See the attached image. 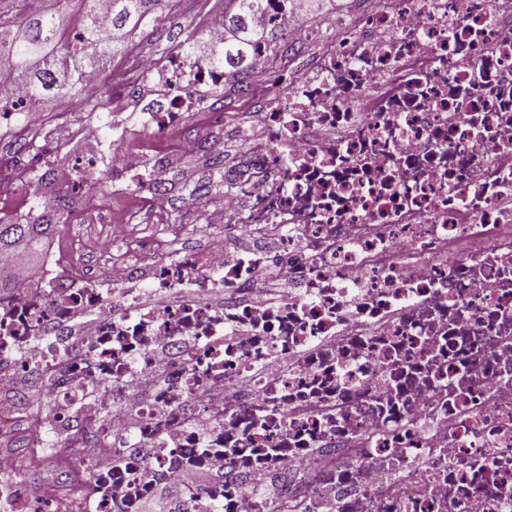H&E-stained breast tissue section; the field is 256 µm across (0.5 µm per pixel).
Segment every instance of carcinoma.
Segmentation results:
<instances>
[{"mask_svg":"<svg viewBox=\"0 0 512 512\" xmlns=\"http://www.w3.org/2000/svg\"><path fill=\"white\" fill-rule=\"evenodd\" d=\"M81 2L83 11L76 26L81 39L77 42L71 40V32L52 13H0V70L11 71L26 86L34 103L49 94L86 93L80 81L85 67L122 51V42L114 40L112 34H125L151 23L165 0H110V29L105 34L101 33L96 0ZM229 2L233 3V10L224 12V29L231 37L224 39V46L209 61L216 67L230 68V74L236 76L243 72L244 62L257 59L259 47L269 43V39L256 33L252 26L264 0ZM50 228L49 224L1 223L0 252L33 253L39 250Z\"/></svg>","mask_w":512,"mask_h":512,"instance_id":"cac0c4a2","label":"carcinoma"}]
</instances>
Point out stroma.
Wrapping results in <instances>:
<instances>
[{
	"mask_svg": "<svg viewBox=\"0 0 512 512\" xmlns=\"http://www.w3.org/2000/svg\"><path fill=\"white\" fill-rule=\"evenodd\" d=\"M224 7L225 0H172L170 7L162 12L163 25L139 28L127 34L125 45L130 49L129 54L104 60L95 95L82 102L66 97L43 101L40 110L44 119L34 127L25 125L21 116L1 114V159L46 144L52 150V160L46 163L34 159L32 167L19 175L17 186L0 188V219L39 214L44 208L53 207L57 197H69L68 210L44 238L42 248L46 251L58 246L67 248L70 264L92 273L97 272L108 256L125 251L126 243L114 235L113 227L129 218L137 224L139 232L159 241L162 253L170 257L185 249L205 250L220 236L231 237V228L211 229L197 223L196 218L202 206L211 202L224 171L246 169L248 157L239 146L240 132L251 121L253 108L285 94L286 89L278 78L296 66V58L284 55L273 64L253 61L240 76L247 86L243 92L229 87L221 93L212 87L197 88V99L223 113L225 121L222 128L215 129L205 124L203 114L187 113L184 133L200 138L202 147L186 154L168 144H153L149 139L147 126L152 111L166 101L167 88L141 76L134 55L138 49L152 53L168 47L169 34L183 29L196 32V48L205 47L206 23L213 14L223 12ZM117 70L125 77L126 110L119 119L110 120L101 142L89 143L82 138L81 127L111 112L112 75ZM74 112L79 115L78 121L66 128L64 136H57V115ZM213 140L231 144L232 152L211 149L209 143ZM115 150L127 155L134 173L149 175L152 181L162 184L165 190L162 200H155L133 182L116 184L111 168L103 165L97 168L100 185L76 193L48 172L52 165L72 167ZM185 164L198 168V185H182L178 172Z\"/></svg>",
	"mask_w": 512,
	"mask_h": 512,
	"instance_id": "1",
	"label": "stroma"
}]
</instances>
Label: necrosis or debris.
Wrapping results in <instances>:
<instances>
[{
    "label": "necrosis or debris",
    "mask_w": 512,
    "mask_h": 512,
    "mask_svg": "<svg viewBox=\"0 0 512 512\" xmlns=\"http://www.w3.org/2000/svg\"><path fill=\"white\" fill-rule=\"evenodd\" d=\"M263 20L316 55L243 134L223 214L277 237L93 280L58 253L39 288L0 257V422L46 402L50 472L32 491L0 453V512H144L169 488L165 512H512V0H372L319 30L266 0ZM137 65L173 88L153 138L194 150L190 90L223 70Z\"/></svg>",
    "instance_id": "necrosis-or-debris-1"
}]
</instances>
